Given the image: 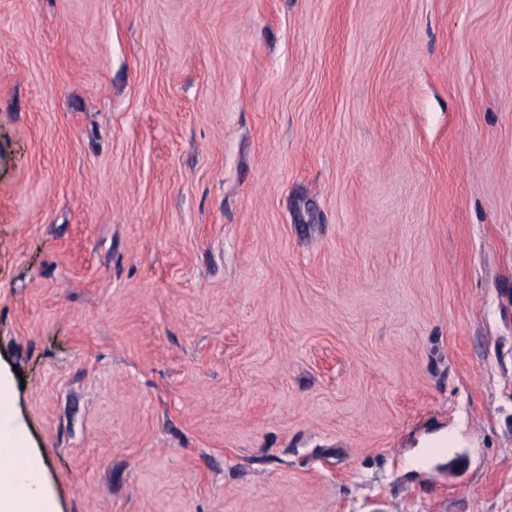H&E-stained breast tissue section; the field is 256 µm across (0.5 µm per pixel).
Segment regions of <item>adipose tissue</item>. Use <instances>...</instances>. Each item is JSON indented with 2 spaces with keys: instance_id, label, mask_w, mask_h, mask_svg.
I'll use <instances>...</instances> for the list:
<instances>
[{
  "instance_id": "ef3b65f1",
  "label": "adipose tissue",
  "mask_w": 512,
  "mask_h": 512,
  "mask_svg": "<svg viewBox=\"0 0 512 512\" xmlns=\"http://www.w3.org/2000/svg\"><path fill=\"white\" fill-rule=\"evenodd\" d=\"M22 443L16 430L0 429V512H54L51 494L31 484L40 461L34 454H19Z\"/></svg>"
}]
</instances>
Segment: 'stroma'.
<instances>
[{
  "label": "stroma",
  "instance_id": "stroma-1",
  "mask_svg": "<svg viewBox=\"0 0 512 512\" xmlns=\"http://www.w3.org/2000/svg\"><path fill=\"white\" fill-rule=\"evenodd\" d=\"M16 369L57 512H512V0H0Z\"/></svg>",
  "mask_w": 512,
  "mask_h": 512
}]
</instances>
